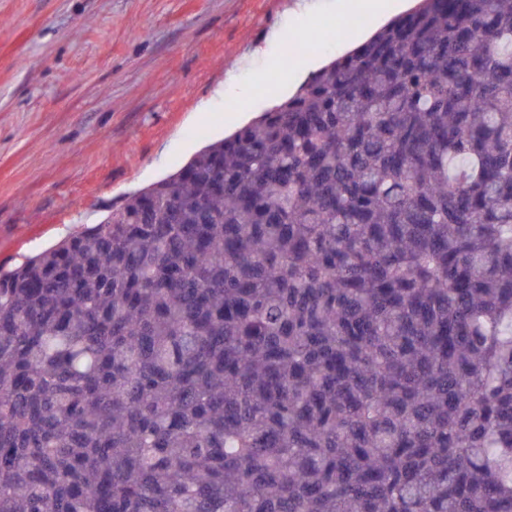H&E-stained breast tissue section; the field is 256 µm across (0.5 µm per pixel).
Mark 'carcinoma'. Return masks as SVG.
Masks as SVG:
<instances>
[{
    "instance_id": "obj_1",
    "label": "carcinoma",
    "mask_w": 512,
    "mask_h": 512,
    "mask_svg": "<svg viewBox=\"0 0 512 512\" xmlns=\"http://www.w3.org/2000/svg\"><path fill=\"white\" fill-rule=\"evenodd\" d=\"M0 512H512V0L0 272Z\"/></svg>"
}]
</instances>
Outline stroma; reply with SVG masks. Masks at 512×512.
Here are the masks:
<instances>
[{"instance_id":"stroma-1","label":"stroma","mask_w":512,"mask_h":512,"mask_svg":"<svg viewBox=\"0 0 512 512\" xmlns=\"http://www.w3.org/2000/svg\"><path fill=\"white\" fill-rule=\"evenodd\" d=\"M295 2L0 0V268L291 97L308 78L292 57L329 62L371 23L339 13L344 32L304 42Z\"/></svg>"}]
</instances>
